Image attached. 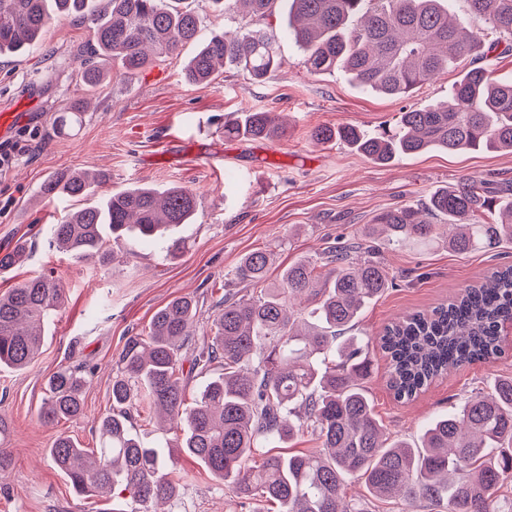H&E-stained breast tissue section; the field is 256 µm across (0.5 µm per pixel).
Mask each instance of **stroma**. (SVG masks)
<instances>
[{
    "label": "stroma",
    "instance_id": "35a3bbf8",
    "mask_svg": "<svg viewBox=\"0 0 512 512\" xmlns=\"http://www.w3.org/2000/svg\"><path fill=\"white\" fill-rule=\"evenodd\" d=\"M264 28L278 43L281 66L262 83L245 82L229 67L211 84L186 83L183 65L196 50L189 43L178 55L153 61L132 77L119 61H104L108 78L87 89L79 74L89 29L62 16L50 21L29 53L0 57V110L32 115L12 137L19 147L12 168L0 174V251L22 238L30 250L23 264L0 273V294L43 274L58 278L66 294L29 368H0V417L9 426L0 447L12 456L10 468L0 473V512L128 508L125 492L110 500L77 498L48 450L62 434L95 447V427L111 405L113 368L126 340L147 336L154 313L170 300L195 299L200 308L196 330L204 332L221 296L213 282L222 281L249 252H272L267 273L272 283L297 260L364 239L368 224L383 211L427 200L436 189L468 176L512 179V153L430 150L379 164L340 141L315 144L311 132L318 126L352 124L373 133L406 109L446 102L456 76L433 78L406 98L364 92L341 70H308L303 51L288 37L285 6H278ZM80 102L86 105L81 123L55 134L58 113ZM245 109L282 113L285 134L226 139L225 121ZM208 145L214 148L213 166L188 162V155ZM75 170L105 174L109 191L145 183L199 192L203 203L193 222L172 231L185 240L184 253L172 258L166 240L130 237L115 246V261L99 264L75 261L51 245V225L88 201L45 197L40 188L49 178ZM380 258L395 285L366 308L353 329L354 335L372 339L390 322L432 310L492 268L512 264V245L458 254L438 241L409 242L382 249ZM373 359L366 386L374 409L390 435L407 439L418 438L431 419L472 392L512 374L511 348L497 360L448 373L403 404L386 387L383 352L374 350ZM77 365L92 371L83 415L42 423L39 410L49 376ZM174 479L180 487L178 512L254 510L239 505L189 456H180Z\"/></svg>",
    "mask_w": 512,
    "mask_h": 512
}]
</instances>
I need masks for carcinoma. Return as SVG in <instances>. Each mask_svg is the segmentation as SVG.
<instances>
[{
	"mask_svg": "<svg viewBox=\"0 0 512 512\" xmlns=\"http://www.w3.org/2000/svg\"><path fill=\"white\" fill-rule=\"evenodd\" d=\"M212 2L248 23L201 41L199 18L184 0H0V55H21L37 45L55 13L93 31L81 73L90 87L107 77L99 59H119L132 76L195 42L198 49L185 67L188 83L209 84L226 66L249 83L266 80L279 65L277 47L254 24L270 17L278 0ZM466 2L468 18L460 22L446 0H291L288 36L313 73L337 67L363 90L405 96L441 73L459 71L443 105L409 108L375 135L353 125L318 126L313 140L342 141L378 163L433 149L512 152V80L482 65L501 45L512 51V0ZM486 30L495 35L488 44ZM82 113L80 104L63 111L57 125L71 128ZM283 134L279 115L270 111L243 112L224 122L227 138ZM105 182L101 173L73 172L49 179L42 195L84 198ZM200 206L192 189L138 185L67 215L52 225L51 236L79 262H105L113 255L103 249L105 236L115 244L135 236L156 239L189 223ZM441 225L452 229L445 242L460 254L512 244V200H499L488 180L465 178L434 191L425 203L380 213L364 241L290 264L273 286H264L271 255L246 254L231 275L255 290L224 293V308L194 348L190 370L206 381L189 404L180 350L191 337L197 306L188 297L171 300L155 312L148 338L131 336L125 343L112 376V407L98 423V447L84 448L61 434L49 449L53 465L78 497L124 487L134 512H157L158 503L173 512L180 496L169 478L176 448L203 463L235 497L276 504L279 512H363L346 499L348 477L363 479L379 499L445 502L448 512H512L500 501L501 488L512 482V376L499 377L491 391L475 392L458 410L435 418L419 443L392 440L365 387L369 342L348 335L393 282L370 240L381 236L394 246L429 241ZM26 259L24 243L0 253V273ZM63 304L64 288L44 275L0 296L1 368L23 370L33 362L45 324ZM511 320L507 265L429 313L392 322L378 344L394 399L410 402L453 370L499 358L500 325ZM87 385L80 367L55 372L40 419L80 417ZM144 405L159 428L174 425L180 435L145 446L135 432ZM304 433L319 443L317 449L264 452Z\"/></svg>",
	"mask_w": 512,
	"mask_h": 512,
	"instance_id": "obj_1",
	"label": "carcinoma"
}]
</instances>
